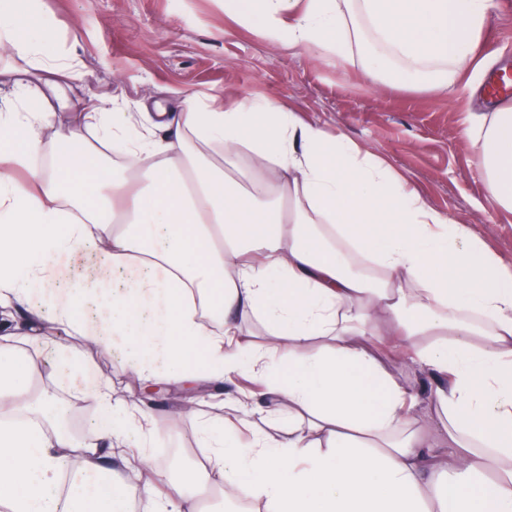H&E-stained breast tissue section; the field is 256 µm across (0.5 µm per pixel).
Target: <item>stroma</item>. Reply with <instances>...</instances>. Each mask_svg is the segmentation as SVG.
Returning <instances> with one entry per match:
<instances>
[{
	"instance_id": "1",
	"label": "stroma",
	"mask_w": 512,
	"mask_h": 512,
	"mask_svg": "<svg viewBox=\"0 0 512 512\" xmlns=\"http://www.w3.org/2000/svg\"><path fill=\"white\" fill-rule=\"evenodd\" d=\"M60 40L49 54L74 56L83 73L74 100L94 98L101 111L122 108L137 122L176 107L184 96L274 100L302 119L340 131L363 151L384 159L454 224H465L493 252L512 261V212L495 208L464 136L470 112L491 111L469 75L448 91L432 93L371 83L359 59L291 48L251 21L235 20L224 0H41ZM480 54L495 68L512 67V0H494ZM96 374L129 398L139 383L125 362L100 351ZM154 415L178 427L156 434L146 452H174L177 480L202 478L207 465L191 435L198 420L220 418L205 398L186 408L179 388L157 399Z\"/></svg>"
}]
</instances>
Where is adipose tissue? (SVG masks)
Returning <instances> with one entry per match:
<instances>
[{"label": "adipose tissue", "instance_id": "adipose-tissue-1", "mask_svg": "<svg viewBox=\"0 0 512 512\" xmlns=\"http://www.w3.org/2000/svg\"><path fill=\"white\" fill-rule=\"evenodd\" d=\"M492 0H224L289 47L359 53L372 81L430 92L474 58ZM40 0H0V512H198L190 482L164 496L112 479L111 449L162 431L96 375L116 353L141 381L190 391L239 375L265 385L276 436L193 430L206 478L261 512H512V264L429 206L384 160L273 102L183 97L137 127L124 110H70L76 62L51 56ZM95 128L89 142L85 128ZM490 198L512 212V105L467 126ZM53 162L34 164L44 137ZM124 161L99 163L98 146ZM259 176L224 168L239 151ZM86 174L92 198L65 191ZM259 316L270 338L243 322ZM399 340L432 372V426L379 355ZM98 405L99 435L47 430L42 381ZM78 474L67 492L60 480Z\"/></svg>", "mask_w": 512, "mask_h": 512}]
</instances>
